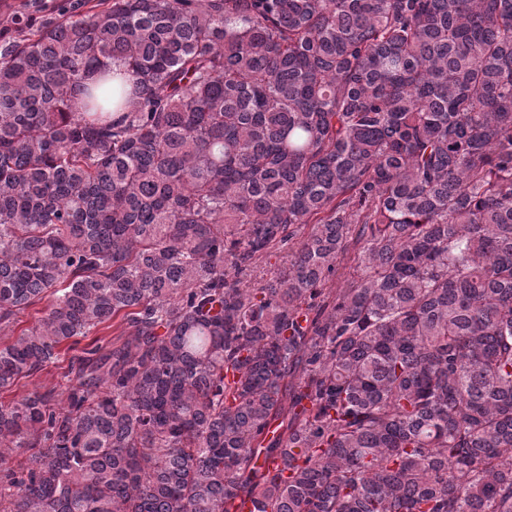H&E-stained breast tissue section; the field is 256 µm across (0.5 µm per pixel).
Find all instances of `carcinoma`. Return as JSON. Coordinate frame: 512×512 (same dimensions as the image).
Listing matches in <instances>:
<instances>
[{
  "label": "carcinoma",
  "instance_id": "carcinoma-1",
  "mask_svg": "<svg viewBox=\"0 0 512 512\" xmlns=\"http://www.w3.org/2000/svg\"><path fill=\"white\" fill-rule=\"evenodd\" d=\"M48 296L0 390L120 332L0 401V512H512V0L16 12L0 334ZM73 350H62L55 361L47 369L37 373L29 379L21 380L18 385L13 386L7 390L0 392V401H9L13 398H19L27 390L46 386L51 387L54 385H65L67 379L64 378V374L67 372L70 364L71 357L76 354ZM25 385V386H24Z\"/></svg>",
  "mask_w": 512,
  "mask_h": 512
}]
</instances>
